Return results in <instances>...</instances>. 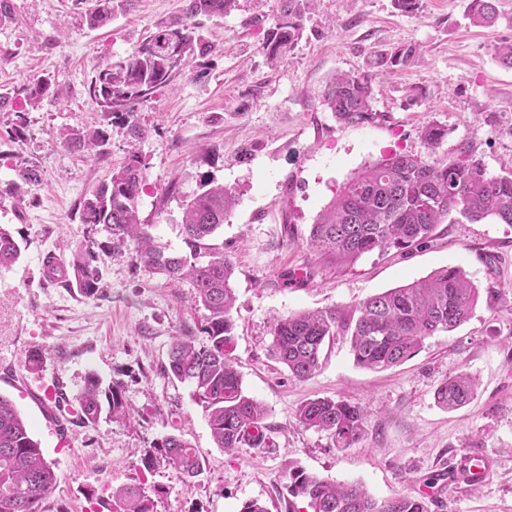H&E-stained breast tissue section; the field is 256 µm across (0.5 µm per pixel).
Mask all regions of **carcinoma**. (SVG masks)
Wrapping results in <instances>:
<instances>
[{
    "label": "carcinoma",
    "mask_w": 512,
    "mask_h": 512,
    "mask_svg": "<svg viewBox=\"0 0 512 512\" xmlns=\"http://www.w3.org/2000/svg\"><path fill=\"white\" fill-rule=\"evenodd\" d=\"M236 2L186 0L180 17L158 23L132 54L97 73L92 89L100 111L114 123L129 125L137 104L168 86L180 69L214 53L212 45L196 34L195 18L228 13ZM305 6L304 0H285L280 22L261 46L270 64L284 60L299 39ZM496 12L495 0H470L469 20L476 26L492 24ZM111 17L112 0H98L90 25H102ZM419 53L416 47L401 48L377 59L376 65L388 73L393 67L407 65ZM323 99L344 126L376 118L372 77L368 75L336 73ZM447 134L436 124L422 131L432 149ZM73 141L99 153L107 143V132L96 129L73 137ZM146 178V164L138 152L131 151L107 182L84 199L81 223L104 225L108 237L56 258L59 274L65 285L74 284L85 295L94 296L100 280V254L131 246L137 263L174 281L189 280L195 301L208 311L201 328L208 343L197 347L176 339L168 371L193 388V396L207 412L218 447L227 451L242 445L259 448L266 444L265 410L244 393L230 354L236 301L231 286L233 267L224 256V247L211 243L236 205L237 191L205 183L183 208L181 225L188 252L167 254L139 216V196ZM454 212L459 214L456 223L462 218L473 223L491 218L512 226V172L488 175L467 144L461 145L458 158L450 163L427 162L413 154L384 158L344 184L311 225L308 246L322 261L347 266L365 254L410 251L427 243L438 225ZM20 255L18 242L1 226L0 266L15 263ZM478 300V288L464 272L448 266L373 295L359 302L352 314L325 308L278 318L272 327L271 350L293 377L304 380L318 370L325 342L348 336L358 366L385 370L412 357L427 338L450 332L466 321ZM474 388L473 376L460 371L439 384L435 399L454 409L472 398ZM126 410L118 384L105 386L97 376L88 377L77 407L82 422L95 424L104 411L111 420L123 418ZM367 416L363 406L328 397L308 400L296 410L300 424L329 433L338 448H350L360 441ZM142 463L148 471L161 465L175 466L189 478L203 470L195 449L175 434L147 449ZM287 479L290 495L305 502L301 512H430L423 497L379 500L357 484L328 481L298 468L288 470ZM54 484L55 474L15 404L0 395V512H40ZM117 512H151L148 496L139 489L125 492L120 495Z\"/></svg>",
    "instance_id": "cac0c4a2"
}]
</instances>
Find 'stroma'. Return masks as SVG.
<instances>
[{"mask_svg": "<svg viewBox=\"0 0 512 512\" xmlns=\"http://www.w3.org/2000/svg\"><path fill=\"white\" fill-rule=\"evenodd\" d=\"M469 0H418L415 13L393 0H315L302 36L279 64L260 51L281 18L282 0H237L224 15L199 18L217 50L150 94L133 120L105 116L91 83L130 55L183 0H113L112 18L91 27L97 0H7L0 14V225L21 247L0 267V394L11 398L56 476L41 512H115L114 495L146 488L153 512H241L250 501L288 512L286 475L296 467L355 483L373 497L431 491V512H512V227L486 219L441 224L409 253L362 256L354 265L321 262L306 245L318 215L357 172L391 154L453 160L469 145L488 175L512 169V68L495 54L512 43V0H497L494 24L467 18ZM415 45L418 56L373 75L374 122L340 125L323 102L339 71L373 74L376 55ZM49 83L30 106L28 84ZM22 123L21 140L9 138ZM448 134L434 149L428 123ZM106 129L101 153L66 143L68 135ZM147 166L141 219L169 253L181 254L183 202L212 180L238 189L233 214L213 237L234 266L231 355L248 396L266 409L270 444L228 453L218 448L192 388L167 376L175 337L202 345L206 310L189 282L170 283L136 264L133 251L101 256L97 296L46 279V254L62 256L106 240L103 226L81 223L83 198L119 167L129 147ZM35 181L19 198L17 173ZM461 268L479 290L470 318L430 337L409 360L384 371L358 367L346 337L323 347L320 368L294 378L271 352L276 317L333 307L348 312L365 298ZM477 379L466 405L448 410L434 392L459 371ZM119 383L128 419L70 424L60 439L35 389L82 393L89 374ZM341 398L370 411L366 432L337 448L324 432L301 426L297 407ZM182 436L205 463L188 479L173 466L146 471V448ZM489 477L468 480L476 456Z\"/></svg>", "mask_w": 512, "mask_h": 512, "instance_id": "1", "label": "stroma"}]
</instances>
